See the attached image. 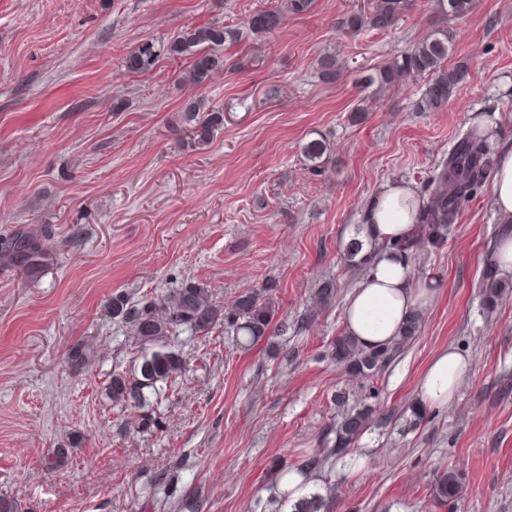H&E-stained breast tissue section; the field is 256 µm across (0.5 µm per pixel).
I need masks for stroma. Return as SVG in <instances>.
Returning <instances> with one entry per match:
<instances>
[{
	"label": "stroma",
	"mask_w": 512,
	"mask_h": 512,
	"mask_svg": "<svg viewBox=\"0 0 512 512\" xmlns=\"http://www.w3.org/2000/svg\"><path fill=\"white\" fill-rule=\"evenodd\" d=\"M280 0H0V240L43 232L44 258L0 260V498L23 512H264L283 468L333 438L340 407L373 415L351 454L308 472L334 512H512V292L494 312L479 295L485 255L501 227L483 189L447 242L410 263L438 280L417 338L378 376L362 380L331 356L344 304L360 281L342 248L387 181L423 189L436 162L476 119L512 144V0H475L448 20L437 0H413L393 28L351 30L368 0H315L270 34L248 21ZM219 22L243 31L224 67L200 87L189 55L161 54L144 74L126 53L166 46L185 29ZM457 31L449 65L468 74L446 109L415 108L427 77L380 88L374 77L433 27ZM343 64L333 82L315 60ZM202 100L224 122L190 144L184 112ZM325 140L330 160L311 174L302 146ZM216 301L278 284L279 318L305 330L258 345L216 329L182 334L176 380L150 397L160 421L134 430L102 394L113 368L131 370L132 344L107 310L114 294L160 297L187 280ZM332 283L335 297L318 304ZM94 363L72 372L71 347ZM468 359L451 403L412 424L421 376L441 349ZM85 437L67 464L42 458L69 433ZM454 468L462 497H431ZM177 475L161 510L142 489Z\"/></svg>",
	"instance_id": "obj_1"
}]
</instances>
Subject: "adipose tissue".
Instances as JSON below:
<instances>
[{
	"instance_id": "1",
	"label": "adipose tissue",
	"mask_w": 512,
	"mask_h": 512,
	"mask_svg": "<svg viewBox=\"0 0 512 512\" xmlns=\"http://www.w3.org/2000/svg\"><path fill=\"white\" fill-rule=\"evenodd\" d=\"M490 183L496 214L502 223L512 224V147H498ZM421 204L412 184H381L368 202L366 234L379 242L408 238ZM436 290V280L415 282L408 262L399 255L379 254L346 299L345 332L368 347L386 345L417 311L429 305ZM466 366V356L456 348L437 353L420 381L421 404L434 407L452 401Z\"/></svg>"
}]
</instances>
